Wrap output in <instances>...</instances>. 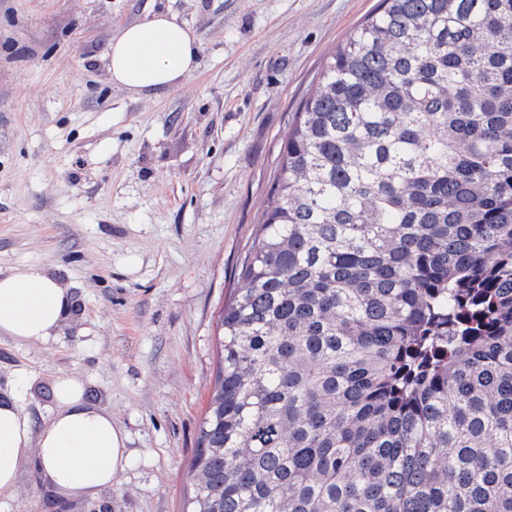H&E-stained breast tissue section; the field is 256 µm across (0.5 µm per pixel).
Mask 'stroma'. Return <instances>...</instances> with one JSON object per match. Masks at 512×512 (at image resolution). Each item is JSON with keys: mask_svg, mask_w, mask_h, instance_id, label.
<instances>
[{"mask_svg": "<svg viewBox=\"0 0 512 512\" xmlns=\"http://www.w3.org/2000/svg\"><path fill=\"white\" fill-rule=\"evenodd\" d=\"M378 0H0V272L37 265L72 298L53 339L0 337V390L35 419L80 374L126 434L112 512H183L214 385L215 326L240 285L288 121ZM170 10L199 66L149 96L112 85V34ZM34 467L0 512H93Z\"/></svg>", "mask_w": 512, "mask_h": 512, "instance_id": "obj_1", "label": "stroma"}]
</instances>
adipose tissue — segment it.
<instances>
[{"label":"adipose tissue","mask_w":512,"mask_h":512,"mask_svg":"<svg viewBox=\"0 0 512 512\" xmlns=\"http://www.w3.org/2000/svg\"><path fill=\"white\" fill-rule=\"evenodd\" d=\"M194 29L169 11L121 26L105 55L113 85L133 94L159 92L180 83L199 64ZM72 300L48 272L35 265L0 274V335L19 344L48 342L69 315ZM54 406L36 425L22 404V388L0 396V504L14 496L21 470L37 464L61 494H96L130 462L126 435L110 412L86 398L76 374L56 376Z\"/></svg>","instance_id":"1"}]
</instances>
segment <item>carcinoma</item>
I'll list each match as a JSON object with an SVG mask.
<instances>
[{"label":"carcinoma","mask_w":512,"mask_h":512,"mask_svg":"<svg viewBox=\"0 0 512 512\" xmlns=\"http://www.w3.org/2000/svg\"><path fill=\"white\" fill-rule=\"evenodd\" d=\"M279 156L190 512H512V0H380Z\"/></svg>","instance_id":"obj_1"}]
</instances>
